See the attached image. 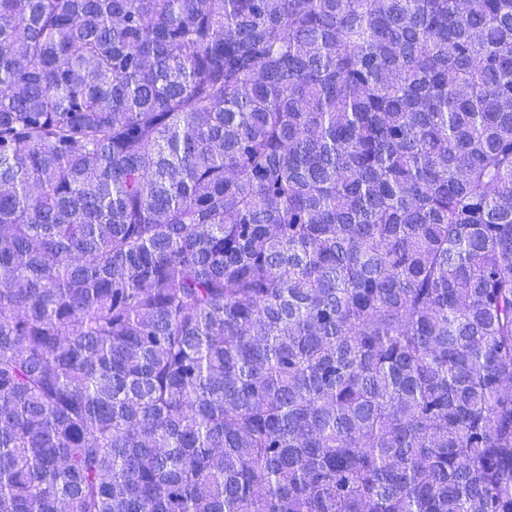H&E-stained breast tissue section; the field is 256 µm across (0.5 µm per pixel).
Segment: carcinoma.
Listing matches in <instances>:
<instances>
[{"instance_id":"carcinoma-1","label":"carcinoma","mask_w":512,"mask_h":512,"mask_svg":"<svg viewBox=\"0 0 512 512\" xmlns=\"http://www.w3.org/2000/svg\"><path fill=\"white\" fill-rule=\"evenodd\" d=\"M0 512H512V0H0Z\"/></svg>"}]
</instances>
